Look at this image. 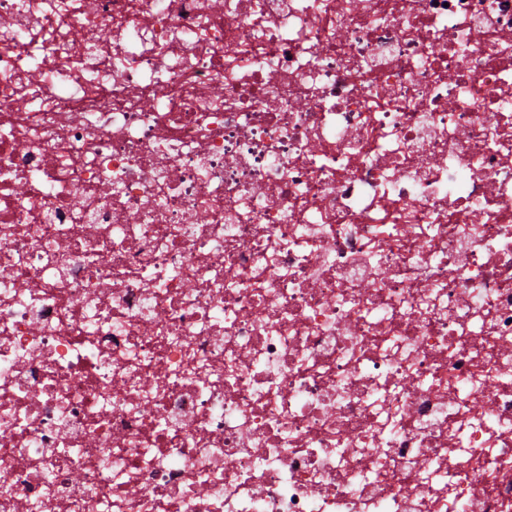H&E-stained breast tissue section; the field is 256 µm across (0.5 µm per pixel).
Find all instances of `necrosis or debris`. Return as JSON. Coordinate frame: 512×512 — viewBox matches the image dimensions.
Instances as JSON below:
<instances>
[{
	"mask_svg": "<svg viewBox=\"0 0 512 512\" xmlns=\"http://www.w3.org/2000/svg\"><path fill=\"white\" fill-rule=\"evenodd\" d=\"M0 512H512V0H0Z\"/></svg>",
	"mask_w": 512,
	"mask_h": 512,
	"instance_id": "necrosis-or-debris-1",
	"label": "necrosis or debris"
}]
</instances>
